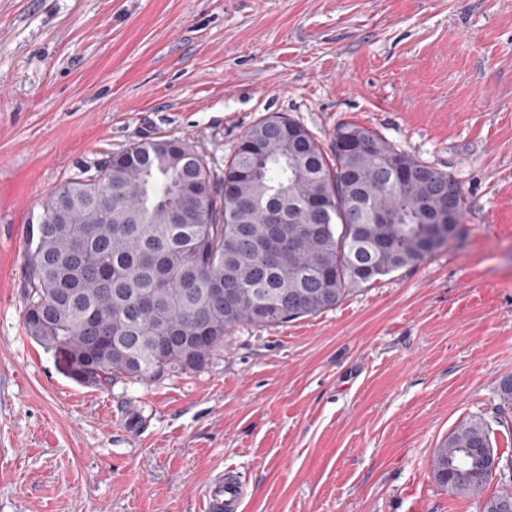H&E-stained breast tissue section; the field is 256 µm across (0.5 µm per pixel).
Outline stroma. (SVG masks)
Segmentation results:
<instances>
[{
	"instance_id": "stroma-1",
	"label": "stroma",
	"mask_w": 512,
	"mask_h": 512,
	"mask_svg": "<svg viewBox=\"0 0 512 512\" xmlns=\"http://www.w3.org/2000/svg\"><path fill=\"white\" fill-rule=\"evenodd\" d=\"M283 115L355 122L453 176L464 218L424 261L323 314L241 327L202 370L109 389L25 329L46 195L136 142L223 169ZM512 0H0V512H478L431 478L457 424L512 459ZM202 498L207 512H238L243 494L234 471L228 470L215 476Z\"/></svg>"
}]
</instances>
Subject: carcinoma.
Returning <instances> with one entry per match:
<instances>
[{
	"label": "carcinoma",
	"mask_w": 512,
	"mask_h": 512,
	"mask_svg": "<svg viewBox=\"0 0 512 512\" xmlns=\"http://www.w3.org/2000/svg\"><path fill=\"white\" fill-rule=\"evenodd\" d=\"M452 181L352 122L326 149L304 125L267 117L222 174L182 139L132 144L50 191L29 225L27 333L100 389L201 370L238 327L317 316L443 247L464 214L460 188L443 211ZM372 212L390 222H353ZM273 234L281 248L270 265L262 249ZM511 472L480 416L430 459L434 482L478 512H512V489L487 493Z\"/></svg>",
	"instance_id": "1"
}]
</instances>
